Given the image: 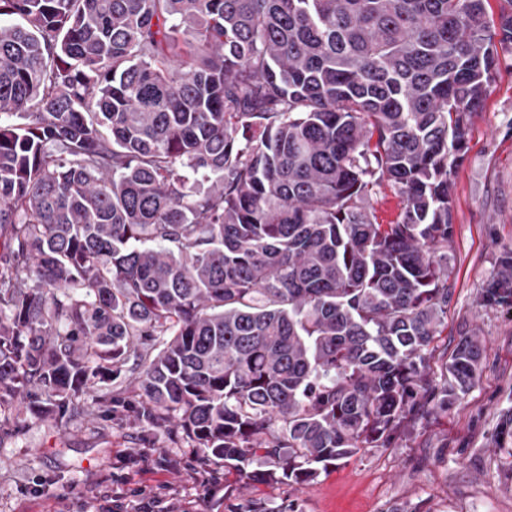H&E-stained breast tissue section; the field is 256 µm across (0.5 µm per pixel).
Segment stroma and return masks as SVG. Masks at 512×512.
Here are the masks:
<instances>
[{
    "mask_svg": "<svg viewBox=\"0 0 512 512\" xmlns=\"http://www.w3.org/2000/svg\"><path fill=\"white\" fill-rule=\"evenodd\" d=\"M453 170L448 242L454 293L431 362L440 366L463 338L481 347L476 375L439 413L411 422L389 447L369 448L302 486L253 485L243 499L294 501L298 512H512V307L491 306L486 286L512 256V55L500 65L466 132ZM105 421L88 414L60 427L33 420L0 440V512H59L80 496L125 492L124 512L143 497L191 512H224V469L201 464L176 432L136 421L132 394Z\"/></svg>",
    "mask_w": 512,
    "mask_h": 512,
    "instance_id": "obj_1",
    "label": "stroma"
}]
</instances>
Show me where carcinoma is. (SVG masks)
I'll list each match as a JSON object with an SVG mask.
<instances>
[{
  "mask_svg": "<svg viewBox=\"0 0 512 512\" xmlns=\"http://www.w3.org/2000/svg\"><path fill=\"white\" fill-rule=\"evenodd\" d=\"M485 2L0 0V434L112 417L130 362L136 420L223 464L229 502L447 406L450 175L512 50V0ZM369 195L371 203L377 209V213L383 223L386 224L397 218L403 206V201L386 182L374 185Z\"/></svg>",
  "mask_w": 512,
  "mask_h": 512,
  "instance_id": "obj_1",
  "label": "carcinoma"
}]
</instances>
